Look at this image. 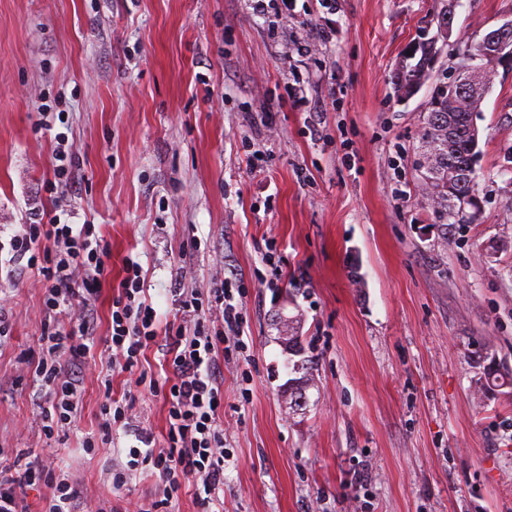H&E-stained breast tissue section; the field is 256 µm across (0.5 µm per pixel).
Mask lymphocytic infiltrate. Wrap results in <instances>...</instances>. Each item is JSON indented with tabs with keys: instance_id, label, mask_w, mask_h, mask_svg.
I'll return each mask as SVG.
<instances>
[{
	"instance_id": "f902f5d3",
	"label": "lymphocytic infiltrate",
	"mask_w": 512,
	"mask_h": 512,
	"mask_svg": "<svg viewBox=\"0 0 512 512\" xmlns=\"http://www.w3.org/2000/svg\"><path fill=\"white\" fill-rule=\"evenodd\" d=\"M10 245L46 284L39 351L23 358L22 364L38 387L42 409L36 424L51 440L69 430L79 410L85 365L96 345L97 303L108 284V246L93 225L67 223L54 212L45 223L24 225ZM144 285L141 265L126 261L112 296L105 343L114 368L136 373L137 385L163 395L166 446L129 448L126 463L112 464L108 478L119 489L138 469L157 473L160 483L141 512H173V500L185 483H193L196 494L208 499L224 487L227 454L218 424L224 407V358L217 351L221 337L211 333L210 325L219 319L242 335V303L228 279L203 294L187 290L179 293L173 319L161 330ZM157 343L171 370L161 381L149 379L140 369L146 350ZM101 385L100 433L82 441L88 454L95 453L97 443L108 441L113 431L132 429L131 403L113 399L111 378H102ZM27 488L43 490L44 512H85L80 478L62 469L54 452L36 455L14 471L0 467V512H29L23 495Z\"/></svg>"
}]
</instances>
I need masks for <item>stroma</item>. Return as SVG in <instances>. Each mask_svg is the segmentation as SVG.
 <instances>
[{"label": "stroma", "instance_id": "obj_1", "mask_svg": "<svg viewBox=\"0 0 512 512\" xmlns=\"http://www.w3.org/2000/svg\"><path fill=\"white\" fill-rule=\"evenodd\" d=\"M448 0H297L276 26L247 0H0V444L39 450L36 351L43 289L8 242L53 208L54 137L84 179L72 221L107 243L108 277L139 262L158 315L178 284L229 277L242 291L245 354L224 343V490L175 512H512V384L482 389L487 367L512 375V69H498L475 122L480 209L433 225L419 191L420 133L433 83L453 72L443 46L415 95L391 78L438 32ZM512 19V0H457L453 34L479 39ZM328 41L289 61L284 35ZM321 111L297 108L295 79ZM201 242L185 254L187 242ZM296 318L314 386L300 410L275 315ZM106 364L85 370L63 468L89 508L137 512L156 484L143 471L111 491L105 469L135 442L95 455ZM112 395L165 444L162 396Z\"/></svg>", "mask_w": 512, "mask_h": 512}]
</instances>
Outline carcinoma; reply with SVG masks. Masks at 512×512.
Returning a JSON list of instances; mask_svg holds the SVG:
<instances>
[{
    "label": "carcinoma",
    "instance_id": "cac0c4a2",
    "mask_svg": "<svg viewBox=\"0 0 512 512\" xmlns=\"http://www.w3.org/2000/svg\"><path fill=\"white\" fill-rule=\"evenodd\" d=\"M434 46H419L421 55L416 63H404L396 79L402 87L409 88L420 82L428 73L427 61ZM481 111L479 104H467L465 109L452 114L448 106L440 104L430 108L424 118L421 142L424 169L420 189L427 201L433 223L448 230L452 224H461L466 217L459 215L474 191V182L467 171L474 165L477 142L471 138L470 126L474 112ZM453 133H448V125Z\"/></svg>",
    "mask_w": 512,
    "mask_h": 512
}]
</instances>
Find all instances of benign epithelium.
<instances>
[{
	"mask_svg": "<svg viewBox=\"0 0 512 512\" xmlns=\"http://www.w3.org/2000/svg\"><path fill=\"white\" fill-rule=\"evenodd\" d=\"M478 51L457 45L458 75L437 86L448 100V111H456L462 103L485 95L498 67L512 68V20L486 32L476 40Z\"/></svg>",
	"mask_w": 512,
	"mask_h": 512,
	"instance_id": "1",
	"label": "benign epithelium"
}]
</instances>
